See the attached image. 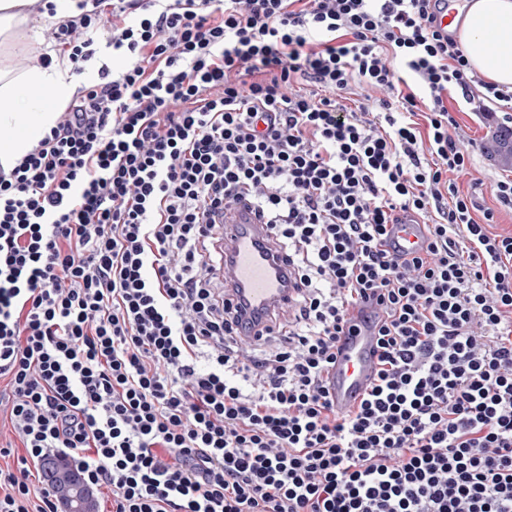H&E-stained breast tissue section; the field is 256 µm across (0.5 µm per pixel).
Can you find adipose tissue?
I'll use <instances>...</instances> for the list:
<instances>
[{
  "mask_svg": "<svg viewBox=\"0 0 512 512\" xmlns=\"http://www.w3.org/2000/svg\"><path fill=\"white\" fill-rule=\"evenodd\" d=\"M37 0H0V166L13 167L44 137L57 120L58 104L66 102L75 76L63 62L24 73L9 58L27 37ZM452 29L471 71L485 82L512 91V0H455ZM45 85L51 103L34 102L22 89Z\"/></svg>",
  "mask_w": 512,
  "mask_h": 512,
  "instance_id": "ef3b65f1",
  "label": "adipose tissue"
}]
</instances>
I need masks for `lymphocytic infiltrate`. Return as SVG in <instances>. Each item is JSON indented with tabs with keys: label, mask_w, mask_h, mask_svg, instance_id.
Segmentation results:
<instances>
[{
	"label": "lymphocytic infiltrate",
	"mask_w": 512,
	"mask_h": 512,
	"mask_svg": "<svg viewBox=\"0 0 512 512\" xmlns=\"http://www.w3.org/2000/svg\"><path fill=\"white\" fill-rule=\"evenodd\" d=\"M442 0H77L79 83L0 168V382L26 450L0 512H58L68 458L111 512H512V233L454 182L474 97ZM314 91H299L300 83ZM360 88L379 111L349 108ZM248 202L295 272L241 349L216 235ZM425 226L412 258L390 225ZM370 390L324 383L352 309Z\"/></svg>",
	"instance_id": "lymphocytic-infiltrate-1"
}]
</instances>
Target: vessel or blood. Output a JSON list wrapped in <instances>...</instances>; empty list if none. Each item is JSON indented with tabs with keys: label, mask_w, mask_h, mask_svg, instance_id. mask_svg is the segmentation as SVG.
<instances>
[{
	"label": "vessel or blood",
	"mask_w": 512,
	"mask_h": 512,
	"mask_svg": "<svg viewBox=\"0 0 512 512\" xmlns=\"http://www.w3.org/2000/svg\"><path fill=\"white\" fill-rule=\"evenodd\" d=\"M424 234L421 225L391 226L396 251H417ZM224 273L232 287V299L241 311L240 335L249 342L273 315L289 306L293 271L276 251L266 225L246 204H238L223 226ZM374 325L359 324L353 333L340 337L336 365L327 376L329 393L337 411L352 408L372 385L377 370Z\"/></svg>",
	"instance_id": "1"
}]
</instances>
